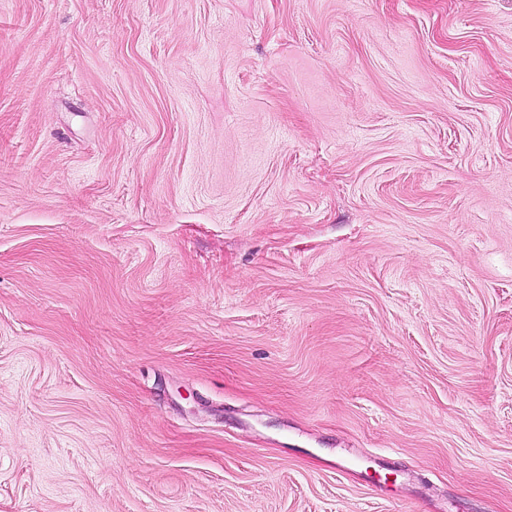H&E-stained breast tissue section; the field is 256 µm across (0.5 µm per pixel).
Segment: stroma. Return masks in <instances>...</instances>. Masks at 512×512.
<instances>
[{
	"instance_id": "stroma-1",
	"label": "stroma",
	"mask_w": 512,
	"mask_h": 512,
	"mask_svg": "<svg viewBox=\"0 0 512 512\" xmlns=\"http://www.w3.org/2000/svg\"><path fill=\"white\" fill-rule=\"evenodd\" d=\"M0 512H512V0H0Z\"/></svg>"
}]
</instances>
